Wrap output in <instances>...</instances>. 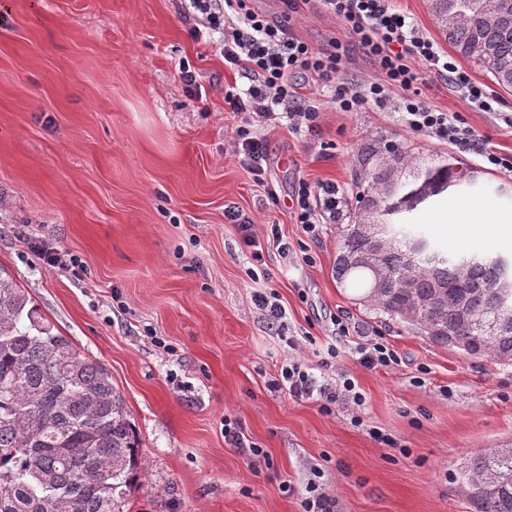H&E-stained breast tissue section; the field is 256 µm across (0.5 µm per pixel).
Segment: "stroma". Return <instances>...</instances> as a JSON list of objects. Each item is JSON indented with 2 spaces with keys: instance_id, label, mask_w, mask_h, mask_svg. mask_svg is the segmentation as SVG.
Returning <instances> with one entry per match:
<instances>
[{
  "instance_id": "35a3bbf8",
  "label": "stroma",
  "mask_w": 512,
  "mask_h": 512,
  "mask_svg": "<svg viewBox=\"0 0 512 512\" xmlns=\"http://www.w3.org/2000/svg\"><path fill=\"white\" fill-rule=\"evenodd\" d=\"M179 4L0 0V265L123 395L145 465L124 512H303L313 483L334 512H473L459 473L474 452L512 448V364L434 344L360 305L362 285L335 275L351 215L315 238L290 216L299 180L355 194L367 139L443 143L403 126L399 96L342 112L330 88L314 85L315 131L266 130L270 161L254 181L230 149L224 110L225 88L248 83L225 71L217 44L192 37ZM252 5L316 49L348 45L342 82L380 79L323 8L291 18L281 0ZM183 65L200 90L181 82ZM420 89L430 108L460 113L489 148L512 152V128L469 108L443 78L422 70ZM450 199L419 211L432 244L454 257L512 258V242L492 233L450 238L437 221ZM229 204L257 235L278 225L289 254L268 244L253 261L225 221ZM39 244L81 267L44 265ZM254 273L278 293L295 347L255 307ZM336 315L349 326L340 341ZM371 341L397 351L399 365L363 367L355 346ZM289 358L320 380L353 379L363 407L327 413L318 397L272 390ZM228 418L243 447L225 441Z\"/></svg>"
}]
</instances>
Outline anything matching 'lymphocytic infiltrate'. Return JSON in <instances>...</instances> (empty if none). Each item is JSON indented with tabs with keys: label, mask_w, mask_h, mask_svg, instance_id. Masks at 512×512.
<instances>
[{
	"label": "lymphocytic infiltrate",
	"mask_w": 512,
	"mask_h": 512,
	"mask_svg": "<svg viewBox=\"0 0 512 512\" xmlns=\"http://www.w3.org/2000/svg\"><path fill=\"white\" fill-rule=\"evenodd\" d=\"M186 19L195 38L219 35L226 69L246 79L243 91H226L224 102L233 115L232 150L255 181H262L268 167L265 130L287 125L289 130H313L317 113L300 92V76L333 84L337 109L354 112L385 98L389 88H399L402 120L412 132L473 150L491 170L512 174V153L485 149L481 137L456 112H438L425 105L418 84L422 69H430L457 87L466 100L492 110L494 97L457 64L448 53L420 32L392 0H320L323 8L342 23L363 53L379 67L383 79L357 86L340 83L347 47L332 41L318 50L288 31L284 24L255 11L250 0H187ZM347 200L336 183L299 180L292 198L296 223L308 233L333 224L344 215ZM273 389L300 398L319 396L324 409L336 405L362 407L364 397L347 377L317 380L300 363L283 362L269 381Z\"/></svg>",
	"instance_id": "lymphocytic-infiltrate-1"
}]
</instances>
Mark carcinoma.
<instances>
[{
  "label": "carcinoma",
  "mask_w": 512,
  "mask_h": 512,
  "mask_svg": "<svg viewBox=\"0 0 512 512\" xmlns=\"http://www.w3.org/2000/svg\"><path fill=\"white\" fill-rule=\"evenodd\" d=\"M496 0H430L445 41L512 88V13ZM352 223L336 279L365 286L360 304L397 318L433 343L512 361V318L494 313L497 262L452 258L419 232L414 211L476 171L440 153L382 137L359 149ZM422 243L418 250L414 244ZM123 396L99 363L52 333L28 293L0 267V512H122L145 468ZM475 512H512V448L475 452L461 473Z\"/></svg>",
  "instance_id": "cac0c4a2"
}]
</instances>
